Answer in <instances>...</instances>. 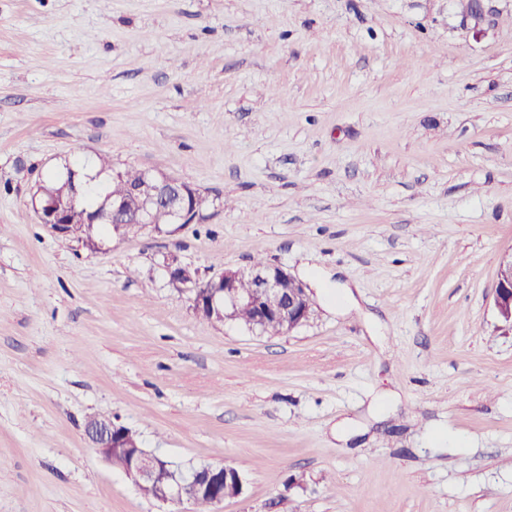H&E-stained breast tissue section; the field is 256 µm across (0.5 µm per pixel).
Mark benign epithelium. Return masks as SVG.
<instances>
[{"label":"benign epithelium","mask_w":512,"mask_h":512,"mask_svg":"<svg viewBox=\"0 0 512 512\" xmlns=\"http://www.w3.org/2000/svg\"><path fill=\"white\" fill-rule=\"evenodd\" d=\"M182 191L184 187L180 182L158 177L149 170L143 171L142 182L131 188V194L138 201L132 223H152L153 210L162 203L171 211L175 223H191L194 220L193 210L185 203ZM33 206L41 223L62 237L67 235L66 226L82 216L73 197L66 202L52 200L46 204L38 199L33 201ZM166 270L171 283L192 293V304L196 307L226 311L244 303L256 313V322H270L287 332L306 324L311 317L306 288L279 265H255L247 272L226 270L206 281L200 280L197 273L177 263L174 258L167 260ZM243 279L251 283L246 294L239 288ZM494 306L503 321L512 326V251L504 254L499 262ZM124 429L125 426L110 418H101L86 423L85 435L99 455L109 461L116 449L126 447ZM159 469L164 470L169 478L166 490L157 497L163 503H183L182 491L187 483H200L203 490L214 496L216 504L235 498L243 491V479L232 467L208 466L186 474L143 448L132 452L125 474L141 486L154 480Z\"/></svg>","instance_id":"benign-epithelium-1"}]
</instances>
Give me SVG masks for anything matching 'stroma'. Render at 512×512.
<instances>
[{
    "label": "stroma",
    "instance_id": "stroma-1",
    "mask_svg": "<svg viewBox=\"0 0 512 512\" xmlns=\"http://www.w3.org/2000/svg\"><path fill=\"white\" fill-rule=\"evenodd\" d=\"M210 207L90 249L41 224L98 157ZM512 0H0V512H194L91 415L244 481L213 512H512ZM304 282L283 335L164 269ZM65 169L67 170L66 173H55L49 176L47 183L50 185L46 184L44 186V192L42 195L44 199H48L52 195H67L73 185L77 186L76 177L78 176V173L75 171L79 172V170L74 169L75 171H73V168L68 166H66ZM494 306L498 315L512 328V251L499 262ZM125 426L116 424L110 418H101L96 422H87L85 425V435L96 448L99 455L105 460L110 461L112 454L117 448H127L126 439L123 437ZM123 459L121 456H115L112 459V465L122 467Z\"/></svg>",
    "mask_w": 512,
    "mask_h": 512
}]
</instances>
